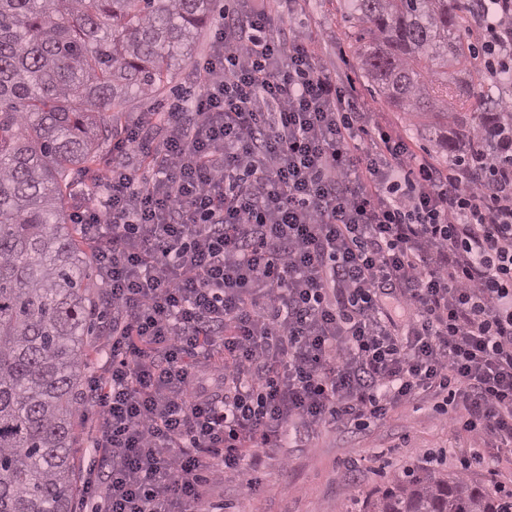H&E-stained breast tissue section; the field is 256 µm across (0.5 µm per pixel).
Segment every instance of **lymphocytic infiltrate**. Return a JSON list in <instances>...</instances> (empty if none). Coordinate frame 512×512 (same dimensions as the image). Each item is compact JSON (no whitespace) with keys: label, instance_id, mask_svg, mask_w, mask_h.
I'll return each instance as SVG.
<instances>
[{"label":"lymphocytic infiltrate","instance_id":"f902f5d3","mask_svg":"<svg viewBox=\"0 0 512 512\" xmlns=\"http://www.w3.org/2000/svg\"><path fill=\"white\" fill-rule=\"evenodd\" d=\"M301 2L232 0L159 143L136 113L73 204L112 307L87 395L101 512H205L211 484L259 492L289 435L421 400L476 465L512 453V123L420 158L319 64ZM500 2L478 12L493 74Z\"/></svg>","mask_w":512,"mask_h":512}]
</instances>
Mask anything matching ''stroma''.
I'll list each match as a JSON object with an SVG mask.
<instances>
[{
  "mask_svg": "<svg viewBox=\"0 0 512 512\" xmlns=\"http://www.w3.org/2000/svg\"><path fill=\"white\" fill-rule=\"evenodd\" d=\"M304 30L316 40L326 67L350 76L371 111L399 131L418 154L436 164L446 159L429 142L417 125L406 120L395 106L374 93L357 60L342 62L337 47L347 46L350 29L344 18L345 0H306ZM193 88L191 61L177 67L170 81L147 98H135L133 112H165ZM75 425V481L96 474L100 462L91 447L95 412L79 406ZM469 443L463 434L451 430L432 402L420 409H397L383 423L348 434L332 427L315 433L310 447L288 441L276 459L257 474V494H240L234 482L217 483L208 493L209 505L224 506L225 512H346L345 485L357 483L360 495L379 489L391 476L411 466H431L443 473L468 471L470 478L494 481L512 489V456L504 454L495 463V474L468 466Z\"/></svg>",
  "mask_w": 512,
  "mask_h": 512,
  "instance_id": "35a3bbf8",
  "label": "stroma"
}]
</instances>
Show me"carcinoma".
<instances>
[{
	"label": "carcinoma",
	"mask_w": 512,
	"mask_h": 512,
	"mask_svg": "<svg viewBox=\"0 0 512 512\" xmlns=\"http://www.w3.org/2000/svg\"><path fill=\"white\" fill-rule=\"evenodd\" d=\"M374 92L453 159L509 116L485 96L470 3L347 0ZM210 0H0V512H73L71 419L104 289L62 210L69 166L97 162L135 97L191 57ZM361 512H512V492L405 470Z\"/></svg>",
	"instance_id": "obj_1"
}]
</instances>
